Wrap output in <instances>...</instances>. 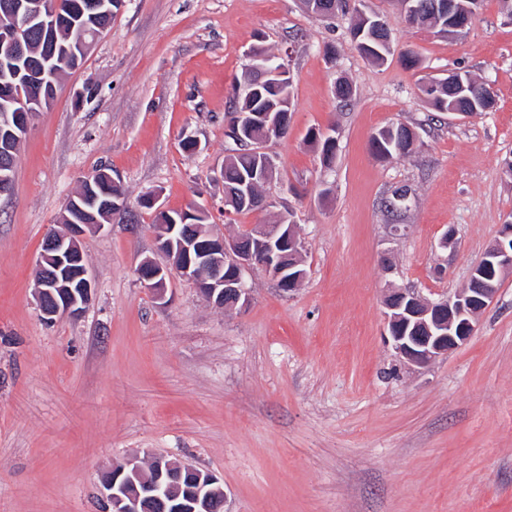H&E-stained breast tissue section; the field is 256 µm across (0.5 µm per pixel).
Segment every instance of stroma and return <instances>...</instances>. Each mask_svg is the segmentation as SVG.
<instances>
[{"label": "stroma", "instance_id": "1", "mask_svg": "<svg viewBox=\"0 0 512 512\" xmlns=\"http://www.w3.org/2000/svg\"><path fill=\"white\" fill-rule=\"evenodd\" d=\"M359 8L390 23L384 63L354 48L350 15L302 0H125L61 78L0 200V512H109L102 474L156 455L217 476L228 512H512V273L474 335L423 367L396 356L383 306L392 286L463 288L512 219V0H483L461 38L407 24L398 0ZM254 46L289 58L294 106L266 147L268 207L228 216L224 114ZM458 70L491 84L493 108L435 114L423 85ZM397 122L420 146L378 160L370 140ZM313 129L336 134L331 166ZM103 166L127 212L81 239L95 282L84 311L44 321V235ZM403 184L414 203L396 217L383 201ZM153 192L169 211L203 207L227 238L292 213L305 278L284 291L254 267L249 304L231 311L178 276L156 300L136 274L158 256L138 203Z\"/></svg>", "mask_w": 512, "mask_h": 512}]
</instances>
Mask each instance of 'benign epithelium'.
<instances>
[{
	"mask_svg": "<svg viewBox=\"0 0 512 512\" xmlns=\"http://www.w3.org/2000/svg\"><path fill=\"white\" fill-rule=\"evenodd\" d=\"M49 9V0H3L0 3V40L25 53L20 40V25ZM252 68L262 79L280 77L279 68L264 54L249 52ZM5 98L18 106L4 115L7 126L29 127L30 112L23 94L5 87ZM268 140L279 138L285 122L266 113ZM103 228L101 224L68 225L65 234L49 233L37 260L40 283L36 302L42 318L52 322L62 315L80 314L92 293V278L84 262L79 239L84 228ZM156 249L170 261L162 265L144 260L138 270L144 287L159 300L167 291L171 271L191 281L200 296L224 310L245 306L250 301L244 275L257 265L269 272L284 291L293 290L306 276L301 266L303 243L293 224H257L249 235L213 237L200 232L197 224L160 225ZM512 238V225L501 227L500 239L484 253L470 274L479 279L452 295L426 299L408 288H392L385 296L388 331L392 348L404 361L425 365L464 344L476 330L475 316L485 310L498 292L499 282L483 277V270L497 266L499 275L512 272V249L502 239ZM157 475L151 481L139 477L140 465L131 459L125 465L105 472L101 493L112 512H223L226 493L218 479L192 465L155 458Z\"/></svg>",
	"mask_w": 512,
	"mask_h": 512,
	"instance_id": "benign-epithelium-1",
	"label": "benign epithelium"
}]
</instances>
